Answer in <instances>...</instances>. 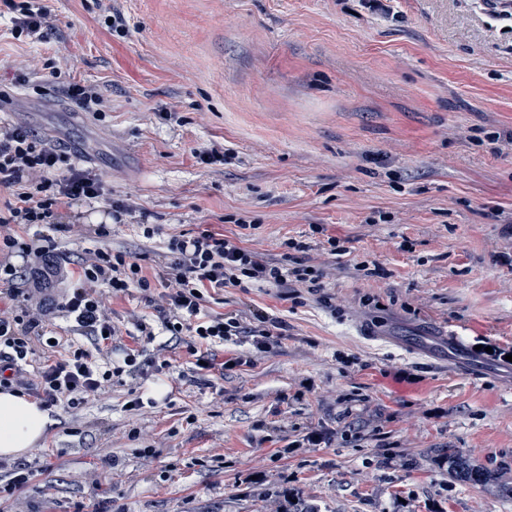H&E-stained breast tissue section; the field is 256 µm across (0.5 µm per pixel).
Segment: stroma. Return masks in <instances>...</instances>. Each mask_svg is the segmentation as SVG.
Wrapping results in <instances>:
<instances>
[{
  "label": "stroma",
  "instance_id": "stroma-1",
  "mask_svg": "<svg viewBox=\"0 0 512 512\" xmlns=\"http://www.w3.org/2000/svg\"><path fill=\"white\" fill-rule=\"evenodd\" d=\"M41 2L55 28L38 41L0 0V123L65 143L109 196L60 205L59 223L110 225L109 246L151 272L170 237H232L245 221L247 247L277 259L283 240L308 243L330 277L320 298L256 286L211 299L288 329L261 352L225 342L218 360L244 365L206 379L191 336L164 352L120 336L148 372L113 378L80 421L52 411L25 456L42 464L25 490L36 512H275L284 485L315 512H512V378L474 380L395 342L429 326L512 347V20L479 0H391L386 14L364 0ZM68 81L98 91L101 111ZM214 142L223 160L195 158ZM127 198L161 234L113 223ZM364 260L387 277H364ZM370 322L386 343L363 338ZM140 395L152 412L129 410ZM322 429L331 444L304 445ZM452 453L502 486L450 478ZM93 463L96 491L73 480ZM251 471L263 487L240 485ZM67 94L84 109H94L96 112L99 111L97 107L103 106V98L92 88L78 84H70L67 88Z\"/></svg>",
  "mask_w": 512,
  "mask_h": 512
}]
</instances>
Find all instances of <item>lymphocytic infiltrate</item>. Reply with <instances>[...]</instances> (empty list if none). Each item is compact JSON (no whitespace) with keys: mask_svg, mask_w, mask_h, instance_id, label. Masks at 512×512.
<instances>
[{"mask_svg":"<svg viewBox=\"0 0 512 512\" xmlns=\"http://www.w3.org/2000/svg\"><path fill=\"white\" fill-rule=\"evenodd\" d=\"M0 185L15 190L0 214V296L14 303L0 313V391L29 392L42 407L62 408L75 419L113 377L141 369L131 348L123 367L111 365L112 341L120 333L112 320V300L129 289L142 292L169 336L186 332L194 338L202 348L204 370L221 371L241 361H218L211 347L248 336L261 349L268 331L245 327L233 315L207 314L211 294L259 285L317 295L327 286L326 270L303 259L308 245L294 239L284 241L285 253L277 262L242 247L236 237L209 230L181 234L169 239L168 262L151 274L134 257L104 245L111 234L104 224L96 229L101 245L84 249L74 260L59 252L54 235L22 241L21 230L34 224L73 237L85 235L84 225L56 223L55 210L65 199L101 201L106 191L92 171L70 166L64 146L47 145L21 125L0 126ZM16 249L26 257L24 268L8 259ZM57 309L65 312L74 331L89 339V346L48 336L47 320ZM30 372L35 382H28ZM0 469L11 475L0 485V501L9 502L11 512H32L23 494L34 475L32 465L0 457Z\"/></svg>","mask_w":512,"mask_h":512,"instance_id":"lymphocytic-infiltrate-1","label":"lymphocytic infiltrate"}]
</instances>
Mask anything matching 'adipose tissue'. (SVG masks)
Returning a JSON list of instances; mask_svg holds the SVG:
<instances>
[{"label":"adipose tissue","mask_w":512,"mask_h":512,"mask_svg":"<svg viewBox=\"0 0 512 512\" xmlns=\"http://www.w3.org/2000/svg\"><path fill=\"white\" fill-rule=\"evenodd\" d=\"M50 423L38 402L0 391V455L22 456L41 441Z\"/></svg>","instance_id":"1"}]
</instances>
